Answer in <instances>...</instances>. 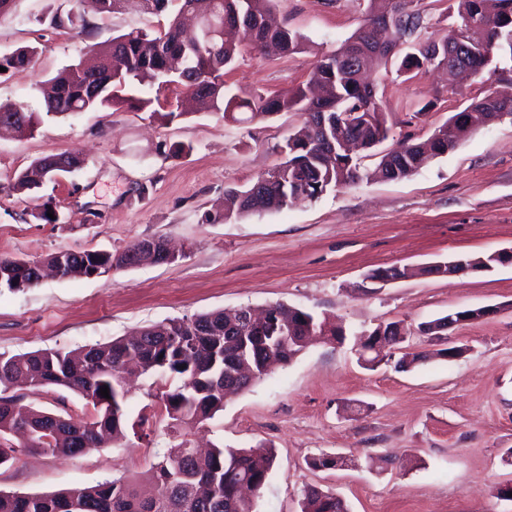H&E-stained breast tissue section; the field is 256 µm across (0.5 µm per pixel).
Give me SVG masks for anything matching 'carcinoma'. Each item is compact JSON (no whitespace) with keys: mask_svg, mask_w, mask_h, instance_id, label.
I'll use <instances>...</instances> for the list:
<instances>
[{"mask_svg":"<svg viewBox=\"0 0 512 512\" xmlns=\"http://www.w3.org/2000/svg\"><path fill=\"white\" fill-rule=\"evenodd\" d=\"M171 1L177 10L166 27L154 31L134 29L94 44L96 59L89 65H69L40 86L42 111L47 115L74 116L128 104L136 110L171 121L180 115L179 100L189 95L199 111L220 113L234 121H264L280 112H299L303 122L280 146L282 160L261 173L244 189L224 192V212L214 216L228 222L254 213L278 211L297 196L317 200L326 191L364 180L407 178L432 159L448 153L472 130L471 114L485 121L512 120V97L472 99L462 111L437 127L424 142L403 141L379 156L372 169L351 155L354 145L372 149L388 138L386 112L375 85L365 72L388 62L392 48L379 43V35L393 28L409 51L397 71L403 74L447 61L446 72L484 70L499 54L512 57V0H454L453 33L443 39H420L424 20L419 0H368L369 10L355 32L334 52L318 58L310 85L294 96L251 93L241 96L226 88L224 73L241 53L234 25L224 18L239 14L241 27L251 31L252 51L260 57H284L305 49V38L286 27H274L268 15L277 0H143L146 9L163 12ZM84 32L86 12L53 17ZM35 49L26 47L0 58V67L29 64ZM181 67L165 86L167 64ZM37 112L12 102H0V123L15 127L18 136L33 132ZM55 156L38 159L33 170L22 172L14 190L24 193L37 185L33 174L45 175ZM512 257L485 254L462 255L453 268L430 271L458 272L485 263L501 265ZM64 261V275H86L96 268L123 269L152 261L150 252L121 253L107 250L59 251L42 260L0 258V288L21 290L39 283L35 270ZM261 325L250 322V308L201 313L190 319L174 318L135 329L129 336L109 343L86 345L78 350H37L0 354V387L20 394H0V467L13 464L19 455L36 451L43 455L73 456L90 448H104L125 436L123 403L125 376L169 374L156 393L161 412L177 425L200 424L224 408V389L241 391L260 380L268 367L288 363L314 342L307 336L309 324L318 327L323 342L342 332L306 310L274 304L265 308ZM448 317L418 326L435 336L447 331ZM408 334L399 322L380 324L362 344L360 360L373 367L392 357L400 345L385 352L373 350L376 338ZM109 388V398L100 388ZM63 388L78 394L92 406L89 415L53 413L22 404L23 390ZM272 448L214 445L206 453L182 442L169 448L152 468L148 480L156 493L144 496L133 480H106L43 495L0 491V512H253L252 500L242 489L256 494L264 487L273 467ZM302 512H349L342 498L331 491L308 488Z\"/></svg>","mask_w":512,"mask_h":512,"instance_id":"carcinoma-1","label":"carcinoma"}]
</instances>
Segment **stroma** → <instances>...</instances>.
Masks as SVG:
<instances>
[{"mask_svg": "<svg viewBox=\"0 0 512 512\" xmlns=\"http://www.w3.org/2000/svg\"><path fill=\"white\" fill-rule=\"evenodd\" d=\"M366 0H278L280 23L303 34L306 50L260 58L243 51L224 80L240 94L285 96L305 85L317 56L357 28ZM76 0H18L0 15V57L36 47L32 61L0 72V102L35 105L36 88L76 63L89 45L135 28L159 27L166 13L137 0L88 15L80 34L53 24ZM391 141L426 139L487 88L512 92V74L487 67L456 94L446 76H371ZM297 112L236 123L188 113L166 123L129 106L43 117L24 138L0 136V256L39 260L61 251L119 253L165 236L182 249L171 264H144L86 278L50 277L0 292V354L107 343L172 318L240 306L285 304L341 325L345 338L316 343L227 397L222 411L190 428L150 423L106 448L75 456L34 453L0 467V490L49 493L112 479L146 478L171 445L214 443L274 451L256 512H301L305 488L340 496L349 512H512L496 490L512 484V266L442 277L425 266L455 255L512 248V121L477 128L448 154L401 181L361 182L318 200L232 222L211 216L226 187H245L279 162L278 147L300 125ZM80 154L85 166L20 194L18 175L41 157ZM50 204L59 220L39 214ZM415 268L386 284L373 270ZM494 307L457 324L447 339L417 326L464 309ZM403 322L413 352L372 369L358 360L359 336ZM463 347L453 360L444 345ZM345 465L316 469L311 458Z\"/></svg>", "mask_w": 512, "mask_h": 512, "instance_id": "stroma-1", "label": "stroma"}]
</instances>
